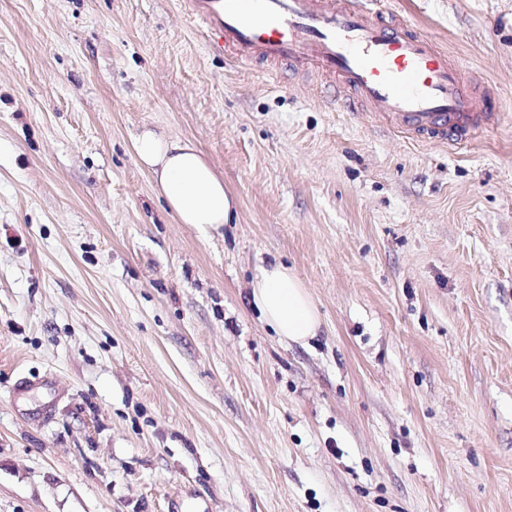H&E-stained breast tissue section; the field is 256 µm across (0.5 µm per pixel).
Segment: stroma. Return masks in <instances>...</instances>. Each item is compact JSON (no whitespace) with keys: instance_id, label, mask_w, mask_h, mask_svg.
Segmentation results:
<instances>
[{"instance_id":"35a3bbf8","label":"stroma","mask_w":512,"mask_h":512,"mask_svg":"<svg viewBox=\"0 0 512 512\" xmlns=\"http://www.w3.org/2000/svg\"><path fill=\"white\" fill-rule=\"evenodd\" d=\"M371 7L498 124L416 141L177 0H0V512H512V0ZM145 129L233 223L171 217ZM275 262L307 344L252 300ZM134 148L178 223L219 227L231 222L236 201L192 141L145 129ZM252 289L255 305L278 336L303 344L317 336V309L288 267L280 263L262 267Z\"/></svg>"}]
</instances>
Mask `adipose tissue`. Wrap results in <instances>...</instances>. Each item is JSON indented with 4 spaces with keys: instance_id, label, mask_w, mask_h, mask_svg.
Listing matches in <instances>:
<instances>
[{
    "instance_id": "obj_1",
    "label": "adipose tissue",
    "mask_w": 512,
    "mask_h": 512,
    "mask_svg": "<svg viewBox=\"0 0 512 512\" xmlns=\"http://www.w3.org/2000/svg\"><path fill=\"white\" fill-rule=\"evenodd\" d=\"M134 148L139 161L153 172L159 194L178 223L217 227L231 222L236 201L192 141L147 129L137 136ZM252 298L277 335L303 344L317 336V309L286 266L261 268Z\"/></svg>"
}]
</instances>
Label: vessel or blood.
I'll return each instance as SVG.
<instances>
[{
    "mask_svg": "<svg viewBox=\"0 0 512 512\" xmlns=\"http://www.w3.org/2000/svg\"><path fill=\"white\" fill-rule=\"evenodd\" d=\"M211 52L339 78L375 118L421 139L462 143L494 116L476 111L460 58L359 0H179Z\"/></svg>",
    "mask_w": 512,
    "mask_h": 512,
    "instance_id": "vessel-or-blood-1",
    "label": "vessel or blood"
}]
</instances>
